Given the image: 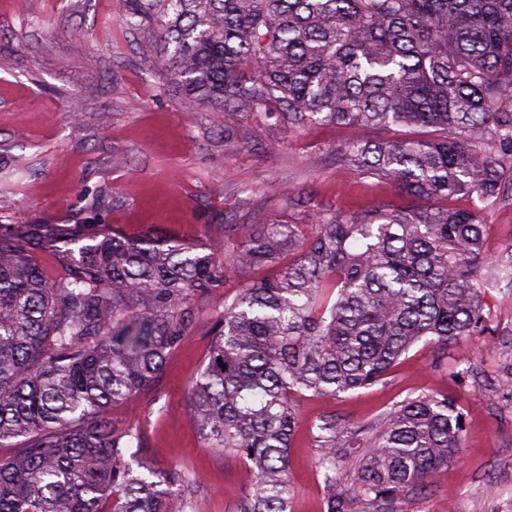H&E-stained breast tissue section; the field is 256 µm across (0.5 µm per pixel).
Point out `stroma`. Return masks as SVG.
Segmentation results:
<instances>
[{
	"label": "stroma",
	"instance_id": "35a3bbf8",
	"mask_svg": "<svg viewBox=\"0 0 512 512\" xmlns=\"http://www.w3.org/2000/svg\"><path fill=\"white\" fill-rule=\"evenodd\" d=\"M123 0H0V233L22 224L83 227L86 234L160 231L204 244L228 224H305L312 212L355 213L408 199L394 181L364 175L341 152L353 131L284 125L277 103L214 116L186 107L162 80L148 27H124ZM479 210L489 256L512 250V196ZM153 388L113 407L117 429L140 436L137 457L197 480L195 512H232L251 481L246 464L206 448L186 406L207 364L215 299ZM489 332L449 345H415L387 378L336 397L297 396L290 450L291 512H321L326 494L312 434L323 416L352 427L409 397L448 394L463 412L460 457L438 470L408 512H512V294L484 297Z\"/></svg>",
	"mask_w": 512,
	"mask_h": 512
}]
</instances>
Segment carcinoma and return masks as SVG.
Returning a JSON list of instances; mask_svg holds the SVG:
<instances>
[{"label": "carcinoma", "instance_id": "1", "mask_svg": "<svg viewBox=\"0 0 512 512\" xmlns=\"http://www.w3.org/2000/svg\"><path fill=\"white\" fill-rule=\"evenodd\" d=\"M160 33L167 83L187 107L275 101L288 126H402L428 138L352 140L343 155L408 198L493 202L512 162V0H126ZM470 210L438 205L224 225L232 247L157 233L84 237L24 224L0 235V512H195V480L130 452L113 406L149 391L197 315L214 309L208 363L189 385L208 448L252 480L234 512H290L293 397L382 381L423 339L487 333L483 295L512 288V251H485ZM70 248H58L60 241ZM54 253L49 278L31 254ZM443 393L409 397L372 437L328 416L313 436L323 512H401L462 448Z\"/></svg>", "mask_w": 512, "mask_h": 512}]
</instances>
